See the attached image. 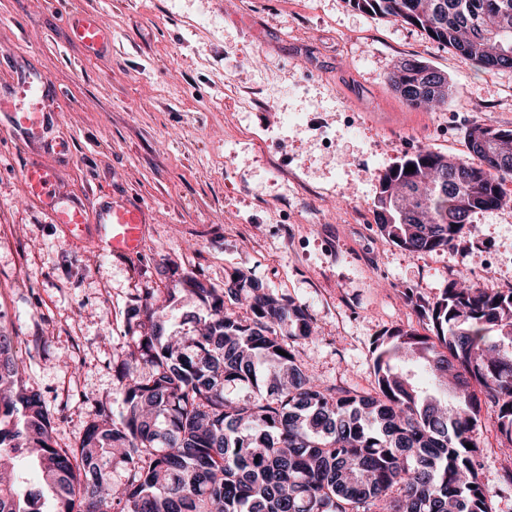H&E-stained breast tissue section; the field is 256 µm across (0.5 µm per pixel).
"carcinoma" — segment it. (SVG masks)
Listing matches in <instances>:
<instances>
[{
    "label": "carcinoma",
    "mask_w": 512,
    "mask_h": 512,
    "mask_svg": "<svg viewBox=\"0 0 512 512\" xmlns=\"http://www.w3.org/2000/svg\"><path fill=\"white\" fill-rule=\"evenodd\" d=\"M416 27L484 69H512V0H349ZM413 108L448 104V82L404 61L391 76ZM509 154L512 130L476 125ZM450 161L420 151L390 170L374 200L380 233L410 253L445 250L471 213L499 207L512 176L498 156ZM413 165L415 171L405 167ZM196 309L170 316L177 295ZM246 309L227 311L225 300ZM427 333L395 326L371 350V392L323 386L296 356L305 307L240 272L217 288L190 272L131 309L129 353L115 366L122 409L96 407L73 448L29 389L0 325V512H44L15 455L35 459L51 512H490L479 417L488 402L512 450V289L459 279L434 302L410 295ZM193 324L192 334L180 327ZM286 355L279 354V351ZM414 363L454 394L421 390ZM227 383L247 385L240 400ZM473 448H467V445ZM122 465L127 479L112 483Z\"/></svg>",
    "instance_id": "obj_1"
}]
</instances>
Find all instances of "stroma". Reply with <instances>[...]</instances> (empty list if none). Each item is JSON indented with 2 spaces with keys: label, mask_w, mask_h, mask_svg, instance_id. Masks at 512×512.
I'll use <instances>...</instances> for the list:
<instances>
[{
  "label": "stroma",
  "mask_w": 512,
  "mask_h": 512,
  "mask_svg": "<svg viewBox=\"0 0 512 512\" xmlns=\"http://www.w3.org/2000/svg\"><path fill=\"white\" fill-rule=\"evenodd\" d=\"M112 24V55L86 62L58 10L0 0V69L47 72L61 94L50 135L73 142L59 164L40 145L0 137V325L29 388L74 447L92 411H120L114 367L134 300L185 272L215 287L241 270L304 305L313 336L299 362L320 384L369 390L382 330L423 329L406 303L450 281L512 288V179L505 203L474 212L453 248L405 251L378 231L381 177L421 150L464 158L476 125L512 129V70L476 68L455 50L347 0H72ZM441 71L447 107L415 109L391 86L404 60ZM60 169L87 212L98 198L141 202L136 259H118L50 223L24 197V155ZM483 406V478L492 512H512L499 475L512 460Z\"/></svg>",
  "instance_id": "stroma-1"
}]
</instances>
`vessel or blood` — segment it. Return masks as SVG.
I'll return each mask as SVG.
<instances>
[{
  "label": "vessel or blood",
  "mask_w": 512,
  "mask_h": 512,
  "mask_svg": "<svg viewBox=\"0 0 512 512\" xmlns=\"http://www.w3.org/2000/svg\"><path fill=\"white\" fill-rule=\"evenodd\" d=\"M71 39L87 58L100 57L112 49V26L102 16L82 10L65 14ZM52 79L45 71L31 67L20 77L22 96H15L13 86H0V115L19 143H44L48 151L62 160L73 154L67 139L46 140L51 115L44 110ZM23 193L29 202L38 204L51 223L62 225L78 239H91L103 253L117 258L135 257L140 249L147 222L145 208L130 200L104 198L95 214L78 204L64 201L58 192L59 175L39 159L27 158L23 171Z\"/></svg>",
  "instance_id": "1"
}]
</instances>
